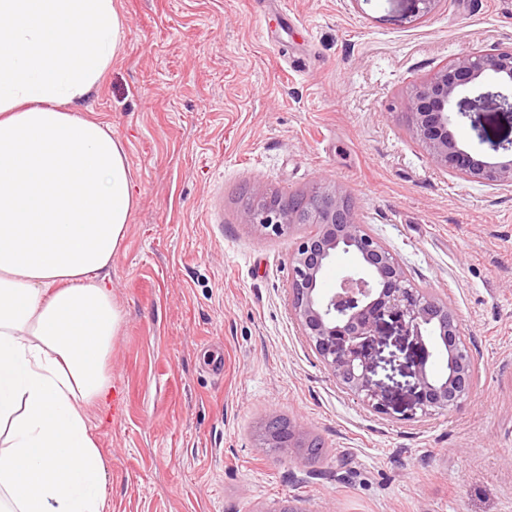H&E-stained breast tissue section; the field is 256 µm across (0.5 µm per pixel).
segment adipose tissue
<instances>
[{"label":"adipose tissue","instance_id":"1","mask_svg":"<svg viewBox=\"0 0 512 512\" xmlns=\"http://www.w3.org/2000/svg\"><path fill=\"white\" fill-rule=\"evenodd\" d=\"M125 28L116 0H0V512H104L88 412L112 393L109 271L137 198L85 103Z\"/></svg>","mask_w":512,"mask_h":512}]
</instances>
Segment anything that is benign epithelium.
I'll use <instances>...</instances> for the list:
<instances>
[{
  "label": "benign epithelium",
  "instance_id": "obj_1",
  "mask_svg": "<svg viewBox=\"0 0 512 512\" xmlns=\"http://www.w3.org/2000/svg\"><path fill=\"white\" fill-rule=\"evenodd\" d=\"M400 2L405 17L419 20L441 0ZM405 106L410 133L436 168L463 180L512 189V158L477 159L448 129L451 116L466 118L479 144L495 154H512V140L490 137L485 124L489 112L512 121V47L449 59L409 91ZM241 220L274 235L296 224L315 226L291 259L288 288L293 315L301 335L337 383L367 407L380 414L389 410L383 383L375 379L376 346L381 343V327L389 320L421 348L410 369V415L450 411L469 398L475 360L448 298L412 287L401 260L361 223L339 186L320 182L296 198L264 194L244 210ZM342 252L352 264L328 294L322 289V275ZM435 353L446 359L442 372L428 367ZM304 436L301 427L292 426L280 445L271 435H261L262 447H292Z\"/></svg>",
  "mask_w": 512,
  "mask_h": 512
}]
</instances>
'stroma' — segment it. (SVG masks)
<instances>
[{
    "mask_svg": "<svg viewBox=\"0 0 512 512\" xmlns=\"http://www.w3.org/2000/svg\"><path fill=\"white\" fill-rule=\"evenodd\" d=\"M120 52L87 107L127 148L138 196L112 257V407L90 423L108 512H512V190L437 169L409 88L454 56L512 46V0H117ZM340 185L420 291L454 307L477 372L418 419L385 337L392 409L363 406L298 330L290 262L310 225L241 223L260 193ZM318 458L260 447L270 414Z\"/></svg>",
    "mask_w": 512,
    "mask_h": 512,
    "instance_id": "obj_1",
    "label": "stroma"
}]
</instances>
